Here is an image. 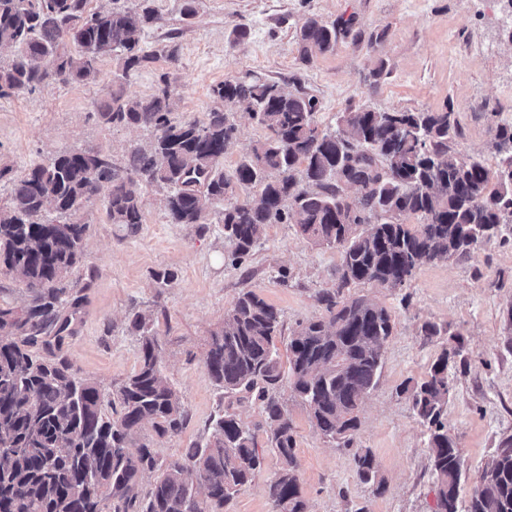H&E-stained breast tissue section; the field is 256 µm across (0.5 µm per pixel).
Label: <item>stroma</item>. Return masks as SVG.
Listing matches in <instances>:
<instances>
[{
	"label": "stroma",
	"instance_id": "1",
	"mask_svg": "<svg viewBox=\"0 0 512 512\" xmlns=\"http://www.w3.org/2000/svg\"><path fill=\"white\" fill-rule=\"evenodd\" d=\"M183 4L153 0L157 20L146 28L143 46L153 50L174 40L179 61L161 59L131 75L121 87L126 96H148L165 81L174 120H201L221 107L219 85L251 73L314 96L324 128H335L338 113L350 107L430 112L448 106L462 129L456 151L497 168L493 128L512 123V43L499 0H196L190 20ZM350 16L357 39L303 54L300 29L308 18L330 25ZM100 69L93 83H54L0 98V166L18 175L31 163L91 149L122 167L133 148L148 144L150 131L100 119L98 105L115 86L112 60ZM168 194L163 186L146 187L143 222L133 228L111 222L104 196L85 206L84 256L68 278L85 302L62 344L79 374L109 395L139 364L133 313L150 317L164 373L187 413L179 434L160 437L147 424L137 437L164 463L205 443L211 420L226 408L256 435L264 433L260 404L224 394L205 367L210 335L241 291L254 290L281 311L275 343L284 358L297 322L322 315L317 294L335 288L340 263L338 249L313 244L295 225L269 224L247 262L231 266L223 225L202 232L172 223ZM501 234L470 261L421 265L404 287L351 288L395 320L379 382L359 411L356 445L373 456L374 482H363L352 450L323 438L290 388H280L307 512H435L425 429L401 389L423 379L457 333L465 361L449 366L453 390L445 417L459 441L460 502L468 504L485 463L512 435V348L503 329V311L512 303V225ZM161 270L174 272V281L158 283L154 274ZM427 322L442 326L443 334L423 336ZM279 468L278 455L265 450L261 470L223 512H274L269 485Z\"/></svg>",
	"mask_w": 512,
	"mask_h": 512
}]
</instances>
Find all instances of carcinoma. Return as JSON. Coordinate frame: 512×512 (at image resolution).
<instances>
[{
	"mask_svg": "<svg viewBox=\"0 0 512 512\" xmlns=\"http://www.w3.org/2000/svg\"><path fill=\"white\" fill-rule=\"evenodd\" d=\"M89 0H0V48H17L0 63V98L53 82H94L110 56L128 77L160 56L179 61L177 47H142L157 15L151 0L91 12ZM351 19L328 26L315 18L300 29L303 51L333 49L353 35ZM224 103L245 107L265 130L231 173L221 161L235 137L230 113L212 109L203 121L176 122L167 81L147 97L112 92L100 107L107 123L151 128L154 139L133 150L123 169L104 155L80 150L34 163L21 176L0 167L12 184L0 208V272L25 283L22 307L0 302V512H219L250 483L264 456L256 435L237 415L222 412L209 440L159 462L132 437L146 423L163 437L179 432L185 412L167 381L158 340L146 318L133 315L140 333L137 369L105 395L78 375L62 355L63 337L84 304L66 278L80 263L87 225L80 211L107 190L114 224L143 220L142 187L171 189L166 207L174 224L210 223V207L224 202L218 222L240 265L267 224H294L315 245L340 251L336 291L319 294L328 318L301 321L288 343V368L275 346L282 314L253 290L242 292L211 334L205 366L227 394H253L265 414L266 445L281 466L270 485L275 512H306L296 470L293 424L276 389L287 382L307 408L313 426L345 448L355 443L358 411L378 383L384 344L393 334L391 312L364 297L339 300L357 284L401 288L425 262L468 261L512 224V124L495 127L500 156L492 173L479 157L460 156L455 113L377 112L350 108L336 129L319 128L318 102L256 75L220 85ZM257 186L241 201L236 189ZM355 186L359 201L344 189ZM68 216L44 217L47 206ZM418 217L414 228L403 222ZM456 340L427 376L403 387L425 427L438 512H512V436L503 438L485 465L467 509H459L463 461L448 431L444 406L452 389L449 360L462 354ZM359 478L375 480L367 451L355 453ZM159 473L144 494L140 480Z\"/></svg>",
	"mask_w": 512,
	"mask_h": 512,
	"instance_id": "obj_1",
	"label": "carcinoma"
}]
</instances>
